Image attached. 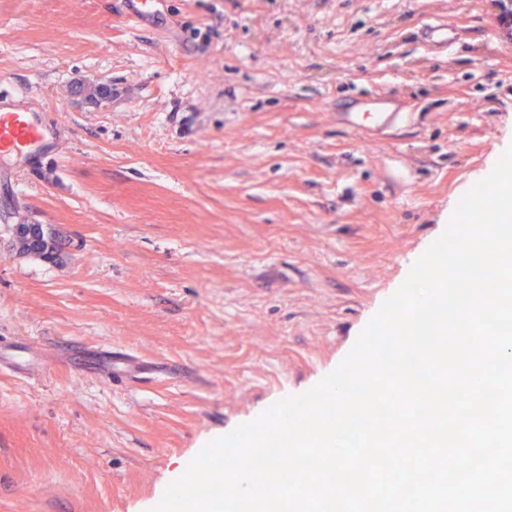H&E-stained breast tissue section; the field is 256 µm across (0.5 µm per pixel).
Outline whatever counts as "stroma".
<instances>
[{
	"instance_id": "obj_1",
	"label": "stroma",
	"mask_w": 512,
	"mask_h": 512,
	"mask_svg": "<svg viewBox=\"0 0 512 512\" xmlns=\"http://www.w3.org/2000/svg\"><path fill=\"white\" fill-rule=\"evenodd\" d=\"M497 0H0V512H144L199 439L337 367L512 131ZM448 23L439 42L426 23ZM105 86L104 98L90 89ZM385 96L408 118L343 121ZM67 242L12 249L8 223ZM141 379L89 371L105 350ZM62 125L46 122L31 106L12 93L0 90V158L27 157L44 151L49 140H56ZM19 244V248L22 250L21 252L34 253L39 254L43 257L50 258H61L63 253V244L61 240H58L56 236H47L37 243V245L29 246L26 240H22L18 238L17 243Z\"/></svg>"
}]
</instances>
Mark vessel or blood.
I'll list each match as a JSON object with an SVG mask.
<instances>
[{
    "instance_id": "1",
    "label": "vessel or blood",
    "mask_w": 512,
    "mask_h": 512,
    "mask_svg": "<svg viewBox=\"0 0 512 512\" xmlns=\"http://www.w3.org/2000/svg\"><path fill=\"white\" fill-rule=\"evenodd\" d=\"M398 113L385 112L375 107L367 112L351 113L349 123L358 130L392 125ZM62 126L46 122L31 106L6 90H0V158L27 157L44 150L48 141L59 138ZM98 366L101 371L115 375L138 376L140 367L121 350L107 351Z\"/></svg>"
}]
</instances>
